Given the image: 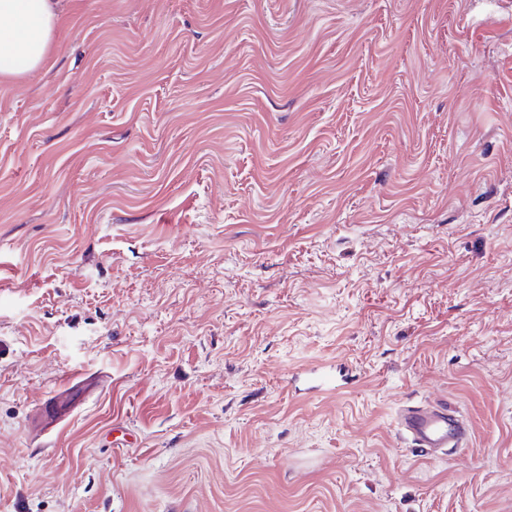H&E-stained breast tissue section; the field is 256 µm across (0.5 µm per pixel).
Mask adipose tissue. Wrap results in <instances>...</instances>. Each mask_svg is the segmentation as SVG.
I'll return each mask as SVG.
<instances>
[{
	"label": "adipose tissue",
	"instance_id": "ef3b65f1",
	"mask_svg": "<svg viewBox=\"0 0 512 512\" xmlns=\"http://www.w3.org/2000/svg\"><path fill=\"white\" fill-rule=\"evenodd\" d=\"M56 18L55 0H0L1 78H18L42 66Z\"/></svg>",
	"mask_w": 512,
	"mask_h": 512
}]
</instances>
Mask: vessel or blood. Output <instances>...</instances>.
I'll list each match as a JSON object with an SVG mask.
<instances>
[{"mask_svg": "<svg viewBox=\"0 0 512 512\" xmlns=\"http://www.w3.org/2000/svg\"><path fill=\"white\" fill-rule=\"evenodd\" d=\"M82 380L81 372L67 373L64 388L41 405L39 415L45 423L57 425L70 414V403ZM397 428L410 446L426 451L462 447L468 434L460 415L436 402L400 408L397 413Z\"/></svg>", "mask_w": 512, "mask_h": 512, "instance_id": "b4317fda", "label": "vessel or blood"}]
</instances>
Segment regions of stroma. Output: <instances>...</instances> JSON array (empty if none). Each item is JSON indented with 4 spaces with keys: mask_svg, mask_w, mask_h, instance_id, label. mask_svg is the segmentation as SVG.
<instances>
[{
    "mask_svg": "<svg viewBox=\"0 0 512 512\" xmlns=\"http://www.w3.org/2000/svg\"><path fill=\"white\" fill-rule=\"evenodd\" d=\"M59 3L0 79V512H512V0ZM312 390L335 389L342 386L332 368L313 369L305 373ZM83 376L84 374L79 371H69L65 377V387L42 403L39 416L46 424L55 428L61 419L70 414V403L78 390L73 389L83 381ZM397 428L410 446L426 451L461 448L468 434L460 415L437 402L400 408Z\"/></svg>",
    "mask_w": 512,
    "mask_h": 512,
    "instance_id": "1",
    "label": "stroma"
}]
</instances>
